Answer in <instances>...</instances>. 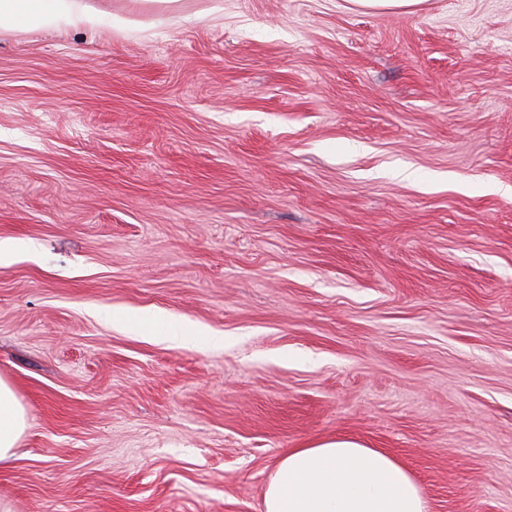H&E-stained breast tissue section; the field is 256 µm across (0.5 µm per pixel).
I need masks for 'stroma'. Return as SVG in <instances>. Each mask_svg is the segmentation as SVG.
<instances>
[{"label": "stroma", "instance_id": "35a3bbf8", "mask_svg": "<svg viewBox=\"0 0 512 512\" xmlns=\"http://www.w3.org/2000/svg\"><path fill=\"white\" fill-rule=\"evenodd\" d=\"M87 2L0 30V512H262L339 437L512 512V0ZM102 315L105 319L122 323L125 326L139 329L147 326L151 331L159 334V339L173 343V344H185L187 342L196 341L204 337L208 343L223 345V336H209L204 334L202 331L193 332L180 320L171 317L165 313H157L145 320H131L124 317H118L111 315L108 311H103ZM26 426L25 412L13 388L0 379V459L12 454Z\"/></svg>", "mask_w": 512, "mask_h": 512}]
</instances>
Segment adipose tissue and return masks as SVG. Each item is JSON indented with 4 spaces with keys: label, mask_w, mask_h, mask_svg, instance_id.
Returning a JSON list of instances; mask_svg holds the SVG:
<instances>
[{
    "label": "adipose tissue",
    "mask_w": 512,
    "mask_h": 512,
    "mask_svg": "<svg viewBox=\"0 0 512 512\" xmlns=\"http://www.w3.org/2000/svg\"><path fill=\"white\" fill-rule=\"evenodd\" d=\"M101 17L85 0H0V27L93 28ZM26 426L13 388L0 379V459ZM263 512H429L412 474L390 455L347 438L287 449L263 495Z\"/></svg>",
    "instance_id": "ef3b65f1"
}]
</instances>
